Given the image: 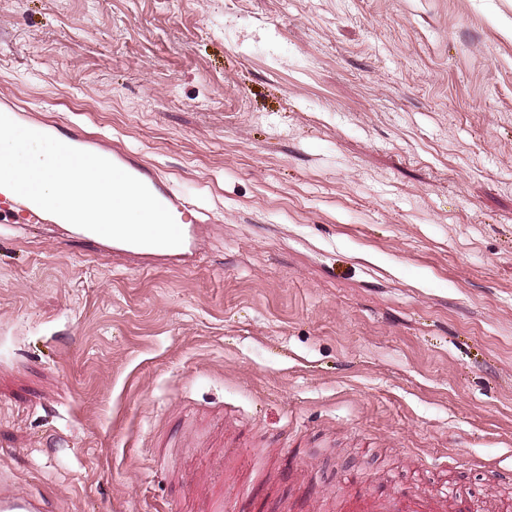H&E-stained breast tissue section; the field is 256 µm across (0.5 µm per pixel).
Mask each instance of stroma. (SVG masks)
Instances as JSON below:
<instances>
[{"instance_id": "1", "label": "stroma", "mask_w": 512, "mask_h": 512, "mask_svg": "<svg viewBox=\"0 0 512 512\" xmlns=\"http://www.w3.org/2000/svg\"><path fill=\"white\" fill-rule=\"evenodd\" d=\"M1 94L207 218L164 265L0 224L17 493L512 506V0H0ZM0 112L8 115L17 123L49 134L58 140L77 149L89 151L107 158L122 170L141 180L154 196L171 212L177 224L183 231L184 241L178 247L171 249L179 251L176 254H166L168 256H185L194 250L193 227L195 224L206 223L207 220L201 219L195 213H200L190 199L175 191L173 186L162 179L154 167L142 160L137 154L124 149L121 146L112 145L104 138H90L81 134L72 128L64 127L58 123L46 120L34 119L23 115L14 105L7 100H1ZM24 122H22V121ZM341 512H474L477 506L453 495H419L400 490L390 497L358 493L342 498Z\"/></svg>"}]
</instances>
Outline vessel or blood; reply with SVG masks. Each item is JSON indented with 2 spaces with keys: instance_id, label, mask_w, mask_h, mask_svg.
<instances>
[{
  "instance_id": "1",
  "label": "vessel or blood",
  "mask_w": 512,
  "mask_h": 512,
  "mask_svg": "<svg viewBox=\"0 0 512 512\" xmlns=\"http://www.w3.org/2000/svg\"><path fill=\"white\" fill-rule=\"evenodd\" d=\"M0 112L14 121L23 122L27 128L49 134L74 148L105 157L141 180L171 212L182 229L184 241L178 248L180 255L193 252V227L200 221L195 205L188 197L176 192L169 181L162 179L155 168L140 156L107 139L90 138L53 122L22 116L12 103L5 100L0 102ZM58 221V216L0 187V224H55ZM476 509V504L448 494L419 495L408 490L398 491L390 497L358 493L343 498L341 506L342 512H476ZM0 512H49V509L44 500L16 494L9 483L0 477Z\"/></svg>"
}]
</instances>
